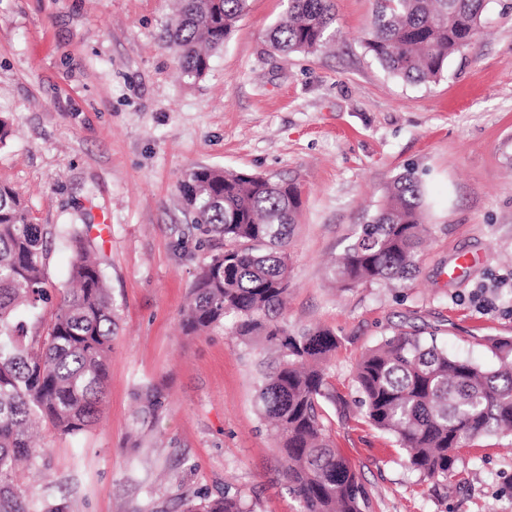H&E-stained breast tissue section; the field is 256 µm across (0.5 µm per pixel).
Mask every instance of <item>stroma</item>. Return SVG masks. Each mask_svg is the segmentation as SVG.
Listing matches in <instances>:
<instances>
[{"instance_id":"35a3bbf8","label":"stroma","mask_w":512,"mask_h":512,"mask_svg":"<svg viewBox=\"0 0 512 512\" xmlns=\"http://www.w3.org/2000/svg\"><path fill=\"white\" fill-rule=\"evenodd\" d=\"M335 5L332 46L284 58L265 38L282 0H249L191 78L164 38L174 0H0V181L54 232L48 289L67 282L61 230L87 231L118 314L103 417L75 438L40 428L19 476L33 504L169 512L228 489L254 512H296L255 404L261 345L179 326L205 256L179 186L212 166L300 190L281 321L336 336L329 384L344 404L323 402V417L369 512H512V437L470 443L432 490L362 417L353 381L369 347L413 325L484 365L487 339L512 336V0H486L480 32L433 83L393 77L366 49L373 0ZM409 170L429 228L415 276L338 289L331 260ZM150 383L166 408L135 452L134 393Z\"/></svg>"}]
</instances>
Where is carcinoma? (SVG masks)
I'll return each mask as SVG.
<instances>
[{"label": "carcinoma", "mask_w": 512, "mask_h": 512, "mask_svg": "<svg viewBox=\"0 0 512 512\" xmlns=\"http://www.w3.org/2000/svg\"><path fill=\"white\" fill-rule=\"evenodd\" d=\"M486 0H374L366 48L392 75L437 80L464 49ZM248 0H179L169 44L188 77L209 67L207 50L224 46ZM287 17L267 31L280 54L314 52L333 40L332 0H286ZM199 244L209 249L180 313L182 331L203 335L232 320L244 343L262 340L267 371L258 381L259 414L281 454V472L298 512H366L369 495L334 448L321 415L330 391L327 363L336 336L315 328L291 334L278 317L288 295V237L300 204L298 187L261 175L198 166L180 184ZM423 190L410 172L388 187L338 258L343 288L392 284L418 268L426 231ZM51 229L29 221L16 191L0 183V512H29L17 478L36 455L33 427L77 436L95 425L106 398L107 369L118 329L111 290L83 232L66 231L70 287L51 297L45 259ZM54 303L48 322L36 318ZM492 367L448 353L439 336L401 330L359 360L354 382L367 422L394 436L410 468L434 486L448 480L459 450L476 439L512 432V337L488 340ZM130 447L166 406L158 386L136 395ZM181 512H253L238 494L198 493Z\"/></svg>", "instance_id": "1"}]
</instances>
